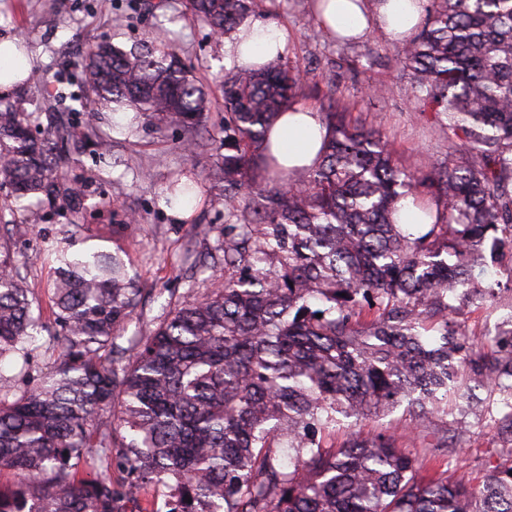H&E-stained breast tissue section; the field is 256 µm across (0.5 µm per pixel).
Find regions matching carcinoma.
<instances>
[{
    "label": "carcinoma",
    "mask_w": 512,
    "mask_h": 512,
    "mask_svg": "<svg viewBox=\"0 0 512 512\" xmlns=\"http://www.w3.org/2000/svg\"><path fill=\"white\" fill-rule=\"evenodd\" d=\"M428 2L396 57L460 141L448 164L402 168L379 131L330 107L320 161L290 177L269 133L303 78L275 58L220 84L224 153L204 180L235 218L218 241L230 276L123 347L140 293L125 251L77 252L65 233L40 252L62 335L33 385L0 379V469L16 478L0 483V512H157L158 496L166 512H512V464L456 478L446 435L439 453H406L381 433L337 447L319 438L338 414L363 419L403 402L421 420L451 415L463 367L508 408L499 431L512 444V320L487 347L450 319L453 301L493 297L472 276L486 243L512 252V0ZM187 4L223 35L254 0ZM85 61L101 107H129L162 136L175 130L185 153L209 146L208 94L172 44L96 42ZM96 118L33 138L38 116L0 108L10 211L83 209L71 154L92 141L99 168L112 166V135ZM407 199L432 220L418 235L396 223ZM28 232L27 220L0 224V365L28 363L45 329L11 253Z\"/></svg>",
    "instance_id": "obj_1"
}]
</instances>
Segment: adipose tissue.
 Returning a JSON list of instances; mask_svg holds the SVG:
<instances>
[{
    "mask_svg": "<svg viewBox=\"0 0 512 512\" xmlns=\"http://www.w3.org/2000/svg\"><path fill=\"white\" fill-rule=\"evenodd\" d=\"M420 0H321L319 22L328 36L361 38L380 28L400 37L420 23ZM285 34L257 23L241 26L224 45L226 67H256L286 50ZM327 129L320 114L305 106L285 109L271 130L273 152L288 172L303 173L315 161Z\"/></svg>",
    "mask_w": 512,
    "mask_h": 512,
    "instance_id": "obj_1",
    "label": "adipose tissue"
}]
</instances>
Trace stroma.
<instances>
[{
    "label": "stroma",
    "mask_w": 512,
    "mask_h": 512,
    "mask_svg": "<svg viewBox=\"0 0 512 512\" xmlns=\"http://www.w3.org/2000/svg\"><path fill=\"white\" fill-rule=\"evenodd\" d=\"M249 22L286 32L285 61L297 65L304 78L300 104L318 112L327 107L346 111L351 123L375 129L393 144L402 166L424 173L448 158V132L436 113L419 111L408 75L396 64V48L388 36L373 30L351 42L331 41L314 14L313 0H257ZM170 38L181 60L211 92L212 142L193 155L173 149L144 123L128 129L112 146V169L99 173L94 145H86L69 170L84 193V208L73 215L59 207L37 210L34 229L16 245L27 260L30 280L45 286L48 269L38 260L45 238L60 236L70 225H88L107 239L109 247L127 251L132 274L142 289L139 314L128 323L126 336L153 330L170 306L192 300L200 278L191 275L184 255L189 249L212 247L222 236L229 217L210 204L211 191L199 177L216 158L223 143V116L218 80L225 75L224 39L185 15V0H58L48 9L45 0H0V41L25 46L30 59L26 82L0 96L24 112H36L43 124L67 126L78 118L74 99H86L83 75L85 44L102 39L128 48ZM385 87L383 98L368 97L371 87ZM176 180L199 181L196 198L183 209L171 207L167 189ZM479 285H500L502 297L493 306L461 301L454 315L468 337L495 334L499 323L512 318V263L505 256L486 259ZM468 432L453 454L458 474L469 476L497 460L505 442L491 418L499 406L486 389L474 388L468 377ZM454 421L429 419L416 424L406 405L368 417L359 424L364 433L388 430L407 451L429 448Z\"/></svg>",
    "instance_id": "obj_1"
}]
</instances>
